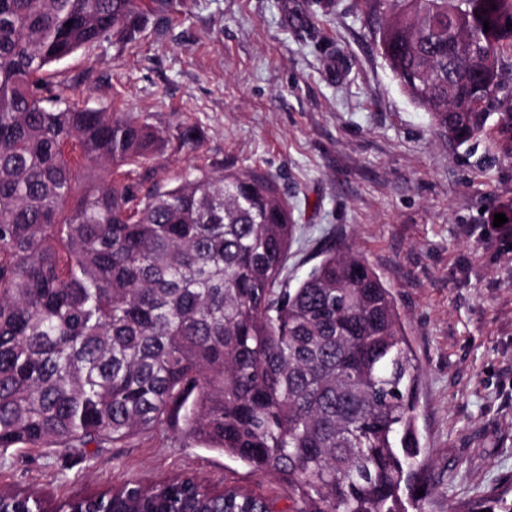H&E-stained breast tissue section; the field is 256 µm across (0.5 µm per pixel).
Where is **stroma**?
<instances>
[{"label": "stroma", "mask_w": 512, "mask_h": 512, "mask_svg": "<svg viewBox=\"0 0 512 512\" xmlns=\"http://www.w3.org/2000/svg\"><path fill=\"white\" fill-rule=\"evenodd\" d=\"M384 21L362 0H173L152 5L134 41L57 69L84 106L198 127V149L156 154L154 183L196 168L271 176L297 224L289 284L329 242L360 252L395 295L421 367L425 510L456 512L512 487V238L489 220L512 202V159L486 140L454 147L432 125L376 49ZM186 471L288 504L271 478L169 435L87 456L0 453V487L54 503Z\"/></svg>", "instance_id": "35a3bbf8"}]
</instances>
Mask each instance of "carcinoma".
<instances>
[{
	"label": "carcinoma",
	"instance_id": "carcinoma-1",
	"mask_svg": "<svg viewBox=\"0 0 512 512\" xmlns=\"http://www.w3.org/2000/svg\"><path fill=\"white\" fill-rule=\"evenodd\" d=\"M150 2L0 0V451L126 448L167 430L278 480L290 512H423L421 370L380 276L340 245L288 285L296 224L270 177L200 169L143 194L158 149L192 150L198 129L82 107L53 72L134 40ZM366 3L388 11L378 48L433 125L512 159V0ZM506 495L460 512H512ZM84 507L272 512L190 472Z\"/></svg>",
	"mask_w": 512,
	"mask_h": 512
}]
</instances>
